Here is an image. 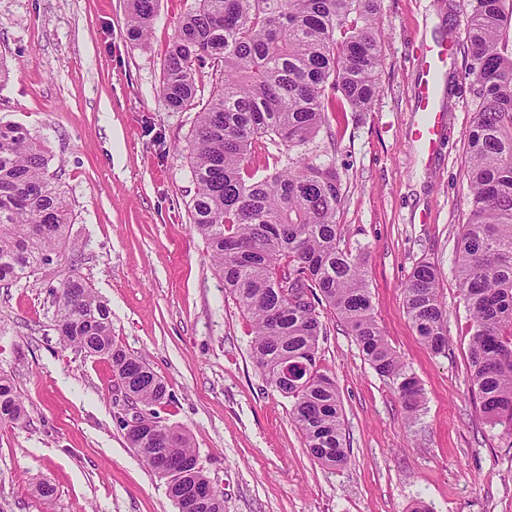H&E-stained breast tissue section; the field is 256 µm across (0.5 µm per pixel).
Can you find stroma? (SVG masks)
<instances>
[{
	"mask_svg": "<svg viewBox=\"0 0 512 512\" xmlns=\"http://www.w3.org/2000/svg\"><path fill=\"white\" fill-rule=\"evenodd\" d=\"M196 0H159L152 33L127 34L129 0H0V121L23 124L47 148L73 202L79 272L108 305L112 337L166 383L156 413L187 430L224 512H512V432L476 407L469 316L455 277L468 213L464 134L475 108L465 76L467 14L459 0H381L384 64L367 112H332L319 151L340 173L341 246L364 260L376 320L422 389L409 418L334 312L318 365L337 384L348 462L315 461L292 402L251 354L253 326L224 291L189 207L196 110L168 109L165 49ZM454 53L437 104L438 148L414 138L422 44ZM429 223H421V214ZM439 270L445 352L431 351L404 308L420 261ZM63 261L0 288V371L14 377L26 422L0 424V512H178L131 448L136 407L111 364L63 345L55 303ZM54 494L40 497L36 487Z\"/></svg>",
	"mask_w": 512,
	"mask_h": 512,
	"instance_id": "35a3bbf8",
	"label": "stroma"
}]
</instances>
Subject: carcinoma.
I'll return each instance as SVG.
<instances>
[{
  "mask_svg": "<svg viewBox=\"0 0 512 512\" xmlns=\"http://www.w3.org/2000/svg\"><path fill=\"white\" fill-rule=\"evenodd\" d=\"M380 0H198L183 17L164 58L161 92L174 111L197 107L195 73L206 64L222 81L200 108L191 168L190 221L207 244L224 288L253 322L252 358L266 382L293 399L292 418L321 464L347 462L343 409L335 382L318 369L323 324L333 310L366 360L398 381L408 416L422 403L376 323L361 258L340 248L337 214L344 192L336 165L311 156L328 113L366 112L383 66ZM468 12L467 75L477 105L466 133L469 213L456 244V276L472 320L468 364L479 409L512 430V0H462ZM158 0H130L128 34L146 38ZM269 139L287 147L274 173L251 165ZM44 146L21 124L0 122V285L28 278L78 246L69 237L73 205L49 174ZM61 342L108 360L117 383L146 409L168 401L146 361L112 339L107 304L73 268L53 289ZM407 315L434 352L448 347L439 275L419 263L404 289ZM26 409L15 380L0 371V423ZM145 463L162 451L167 467L197 453L190 435L158 424L129 440ZM169 488L178 512H224V495L203 468Z\"/></svg>",
  "mask_w": 512,
  "mask_h": 512,
  "instance_id": "1",
  "label": "carcinoma"
}]
</instances>
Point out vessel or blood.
Here are the masks:
<instances>
[{
  "instance_id": "obj_1",
  "label": "vessel or blood",
  "mask_w": 512,
  "mask_h": 512,
  "mask_svg": "<svg viewBox=\"0 0 512 512\" xmlns=\"http://www.w3.org/2000/svg\"><path fill=\"white\" fill-rule=\"evenodd\" d=\"M452 54L451 45L431 44L422 49L423 76L416 90V109L423 112L424 120L414 129L416 141L427 153H434L437 140L445 123V114L435 103V83L439 81Z\"/></svg>"
}]
</instances>
